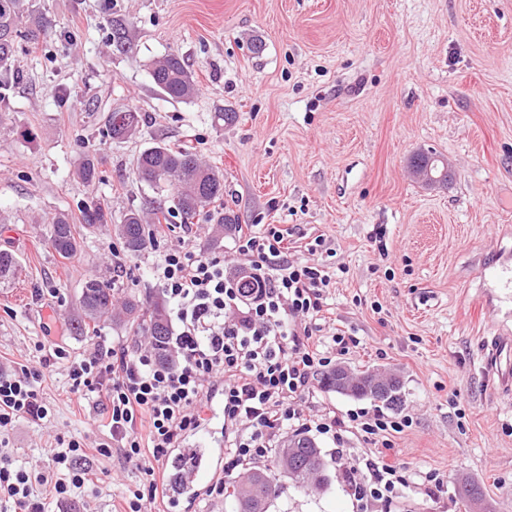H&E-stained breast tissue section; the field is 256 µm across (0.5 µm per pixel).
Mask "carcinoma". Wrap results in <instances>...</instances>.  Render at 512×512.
I'll return each mask as SVG.
<instances>
[{
	"instance_id": "carcinoma-1",
	"label": "carcinoma",
	"mask_w": 512,
	"mask_h": 512,
	"mask_svg": "<svg viewBox=\"0 0 512 512\" xmlns=\"http://www.w3.org/2000/svg\"><path fill=\"white\" fill-rule=\"evenodd\" d=\"M52 31V22L42 14L35 15L30 10L29 0H0V91L8 90L17 78L14 69L17 39L24 36L35 40L39 35ZM153 83L172 100H186L196 93L193 76L183 59L177 55H168L153 63L151 68ZM140 123L136 112L127 111L125 117H111L109 135L113 138H126L134 134ZM411 167L418 173L430 170L435 177L434 185L448 183V163L434 152L418 153L411 159ZM138 178L166 193V199L172 202L174 211L184 219L194 217L201 210L224 197V174L215 167L202 163L196 154L188 150L172 148L166 144H157L144 150L137 163ZM84 228H96L112 223L111 213L96 202L83 211ZM216 233L224 235V228L239 223V217L230 210H213ZM147 217L134 210L127 213L123 222L115 225V232L122 240L126 251L138 255L150 241ZM49 243L62 258L72 257L78 247L73 225L69 217L60 214L55 217L50 229ZM114 288L109 282L90 279L86 282L79 298L81 314L75 329L84 332L89 323L112 320L116 317L126 322L133 330L145 328L152 336L158 351L167 349L171 330L164 308L155 306L145 308L138 301L126 299L122 312L114 314ZM348 379L345 386L336 383V375ZM371 371H365L357 377L338 366L326 373L324 387L340 394L355 398H368L387 407L401 404L400 383L391 379L385 393L375 395L367 390L366 377ZM292 446L278 449L273 469H279L289 475V479L301 488H323L329 481L326 465L320 448L314 440L302 436L291 440ZM274 478L272 469H252L247 476L232 484L229 497L236 505V512H268L272 503L269 493V480Z\"/></svg>"
}]
</instances>
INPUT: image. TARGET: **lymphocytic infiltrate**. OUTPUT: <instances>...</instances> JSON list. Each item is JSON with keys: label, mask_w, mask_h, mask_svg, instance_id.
Instances as JSON below:
<instances>
[{"label": "lymphocytic infiltrate", "mask_w": 512, "mask_h": 512, "mask_svg": "<svg viewBox=\"0 0 512 512\" xmlns=\"http://www.w3.org/2000/svg\"><path fill=\"white\" fill-rule=\"evenodd\" d=\"M293 229L279 224H237L230 255L192 250L165 252L152 275L170 306L176 330L169 361L153 343L108 349L93 347L69 366L71 392L96 394L109 415V442L99 455L119 452L144 471L146 491L126 500L125 512L168 497V462L188 434L200 431L214 394L224 400V456L228 470L265 462L283 432H315L336 443L335 454L358 512L392 501L408 481L388 460L392 434L410 426L408 417L356 412L347 417L307 411L317 376L347 354L354 337L326 333L331 276L324 264L290 258ZM248 267L256 285L244 292L234 270ZM40 366L21 373L0 370V440L17 420H44L48 410L35 385ZM375 444L370 456L353 453L350 437ZM85 446L70 440L56 446L47 471L27 467L0 452V512H48L51 502L75 499L93 480Z\"/></svg>", "instance_id": "f902f5d3"}]
</instances>
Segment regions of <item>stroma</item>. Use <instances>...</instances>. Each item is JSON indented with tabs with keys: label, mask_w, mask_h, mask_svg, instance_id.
<instances>
[{
	"label": "stroma",
	"mask_w": 512,
	"mask_h": 512,
	"mask_svg": "<svg viewBox=\"0 0 512 512\" xmlns=\"http://www.w3.org/2000/svg\"><path fill=\"white\" fill-rule=\"evenodd\" d=\"M51 36L20 41V79L0 104V251L16 266L0 278V367L42 359L60 346L36 389L43 423L17 422L5 446L48 468L56 436L83 440L99 493L55 512H121L146 484L119 457L94 453L109 421L95 395L75 398L67 368L91 347L132 343L107 320L76 334L87 280H116L117 299L165 304L151 275L165 248L228 252L208 211L184 232L112 264L115 224L151 209L155 193L136 175L143 150L183 146L224 173V205L244 224H288L292 253L323 236L330 318L357 348L341 364L396 375L410 427L390 458L407 474L435 471L443 486L402 489L391 512H512V393L481 370L487 338L512 336V301L490 304L478 271L512 264V0H31ZM128 32L125 46L113 21ZM262 52H254L255 43ZM179 55L197 83L188 100L167 98L151 62ZM140 115L141 133L108 136L112 113ZM235 112L232 123L218 112ZM433 150L448 183L427 188L410 158ZM93 160L98 177L77 171ZM99 201L111 225L82 230L68 259L47 229L61 213L82 222ZM331 483L310 492L285 475L269 512H354L336 470L331 437L316 440ZM481 500L462 497L464 483Z\"/></svg>",
	"instance_id": "1"
}]
</instances>
